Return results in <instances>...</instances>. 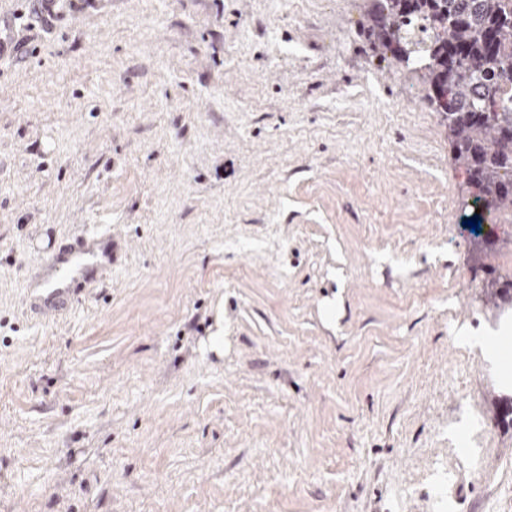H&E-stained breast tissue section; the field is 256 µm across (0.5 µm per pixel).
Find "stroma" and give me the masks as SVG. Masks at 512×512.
Returning <instances> with one entry per match:
<instances>
[{
	"label": "stroma",
	"instance_id": "1",
	"mask_svg": "<svg viewBox=\"0 0 512 512\" xmlns=\"http://www.w3.org/2000/svg\"><path fill=\"white\" fill-rule=\"evenodd\" d=\"M371 8L0 0V512H503L512 224L474 254ZM101 224L125 264L29 313ZM126 256V244L111 232H88L71 243L53 246L30 271L23 304L44 317L65 315L86 288L109 279Z\"/></svg>",
	"mask_w": 512,
	"mask_h": 512
}]
</instances>
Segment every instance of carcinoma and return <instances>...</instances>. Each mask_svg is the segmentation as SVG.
<instances>
[{"mask_svg": "<svg viewBox=\"0 0 512 512\" xmlns=\"http://www.w3.org/2000/svg\"><path fill=\"white\" fill-rule=\"evenodd\" d=\"M374 46L427 70L457 162L483 205L512 213V0H374Z\"/></svg>", "mask_w": 512, "mask_h": 512, "instance_id": "obj_1", "label": "carcinoma"}]
</instances>
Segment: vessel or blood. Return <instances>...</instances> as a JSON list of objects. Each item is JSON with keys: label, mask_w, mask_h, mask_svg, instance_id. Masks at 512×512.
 Instances as JSON below:
<instances>
[{"label": "vessel or blood", "mask_w": 512, "mask_h": 512, "mask_svg": "<svg viewBox=\"0 0 512 512\" xmlns=\"http://www.w3.org/2000/svg\"><path fill=\"white\" fill-rule=\"evenodd\" d=\"M127 256V246L109 232H88L52 248L32 268L23 294L26 309L48 318L69 313L83 291L110 278Z\"/></svg>", "instance_id": "vessel-or-blood-1"}]
</instances>
